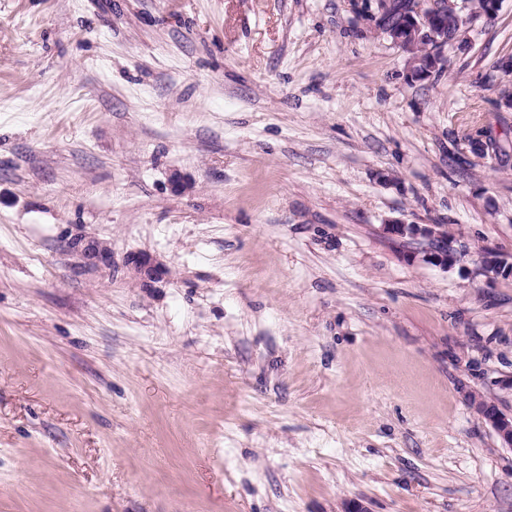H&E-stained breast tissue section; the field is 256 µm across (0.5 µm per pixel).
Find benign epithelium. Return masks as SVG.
<instances>
[{
    "label": "benign epithelium",
    "mask_w": 512,
    "mask_h": 512,
    "mask_svg": "<svg viewBox=\"0 0 512 512\" xmlns=\"http://www.w3.org/2000/svg\"><path fill=\"white\" fill-rule=\"evenodd\" d=\"M375 2L377 12L369 19L370 29L385 36L405 55L407 76L422 81L446 68L447 49L465 48L468 33L475 30L477 23L494 19L502 8L503 0H485L483 8L470 13L466 12L467 3L463 0H412L410 9L391 25L383 22L385 0ZM383 232L392 238L412 239L424 244V260L441 267L454 265L460 254L455 241L445 236L443 224L389 221L383 225ZM130 263L146 279H159L158 268L149 255H134ZM511 268L512 262L496 249L486 247L481 250L480 269L488 279L493 280ZM464 396L469 407L492 427L503 447L511 449L512 415L504 413L476 390L466 388Z\"/></svg>",
    "instance_id": "7a95c632"
}]
</instances>
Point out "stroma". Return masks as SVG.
Instances as JSON below:
<instances>
[{
  "mask_svg": "<svg viewBox=\"0 0 512 512\" xmlns=\"http://www.w3.org/2000/svg\"><path fill=\"white\" fill-rule=\"evenodd\" d=\"M471 39L413 81L351 0H0V512H512L463 396L512 412V0ZM496 72L499 73L498 85L501 86L498 96V105L501 108L512 109V89L507 85H501L504 77L512 75V56H503L496 64ZM446 231L443 224H405L402 221L383 224V232L392 238L412 239L424 244L421 250L424 260L441 267L454 265L461 252L455 246L456 241L445 236ZM512 262L508 257L499 253L495 248L486 247L481 250L480 269L482 273L490 280H493L508 271Z\"/></svg>",
  "mask_w": 512,
  "mask_h": 512,
  "instance_id": "stroma-1",
  "label": "stroma"
}]
</instances>
